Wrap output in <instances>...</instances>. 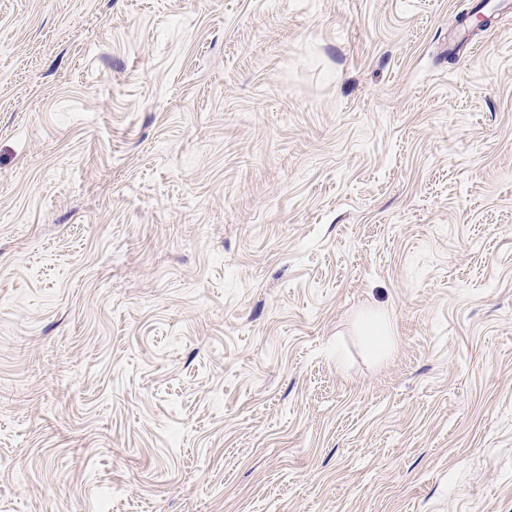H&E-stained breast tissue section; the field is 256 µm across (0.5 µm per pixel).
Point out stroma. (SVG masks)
<instances>
[{"mask_svg": "<svg viewBox=\"0 0 512 512\" xmlns=\"http://www.w3.org/2000/svg\"><path fill=\"white\" fill-rule=\"evenodd\" d=\"M479 2L0 0V512H512ZM359 329L372 356L379 358L387 354L391 346V326L383 311L369 309L362 312L359 316Z\"/></svg>", "mask_w": 512, "mask_h": 512, "instance_id": "obj_1", "label": "stroma"}]
</instances>
